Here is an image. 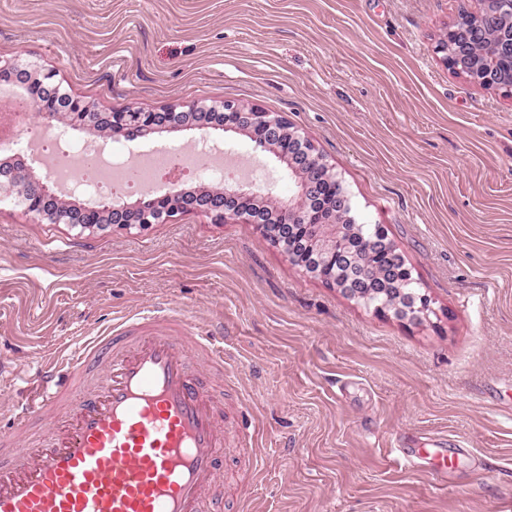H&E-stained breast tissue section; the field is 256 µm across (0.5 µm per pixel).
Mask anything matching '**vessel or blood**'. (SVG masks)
<instances>
[{
  "instance_id": "vessel-or-blood-1",
  "label": "vessel or blood",
  "mask_w": 512,
  "mask_h": 512,
  "mask_svg": "<svg viewBox=\"0 0 512 512\" xmlns=\"http://www.w3.org/2000/svg\"><path fill=\"white\" fill-rule=\"evenodd\" d=\"M213 336L152 310L124 318L29 381L13 420L40 413L41 447L0 434V512H224L216 393L191 370Z\"/></svg>"
}]
</instances>
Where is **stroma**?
I'll return each mask as SVG.
<instances>
[{
    "label": "stroma",
    "mask_w": 512,
    "mask_h": 512,
    "mask_svg": "<svg viewBox=\"0 0 512 512\" xmlns=\"http://www.w3.org/2000/svg\"><path fill=\"white\" fill-rule=\"evenodd\" d=\"M474 0H0V58L95 109L232 100L284 116L383 225L431 301L376 312L292 265L259 225L192 211L148 228L51 224L0 196V431L21 378L145 308L224 336L217 404L243 512H512V96L435 50ZM211 145L288 199L237 133ZM445 448L447 474L394 446Z\"/></svg>",
    "instance_id": "stroma-1"
}]
</instances>
